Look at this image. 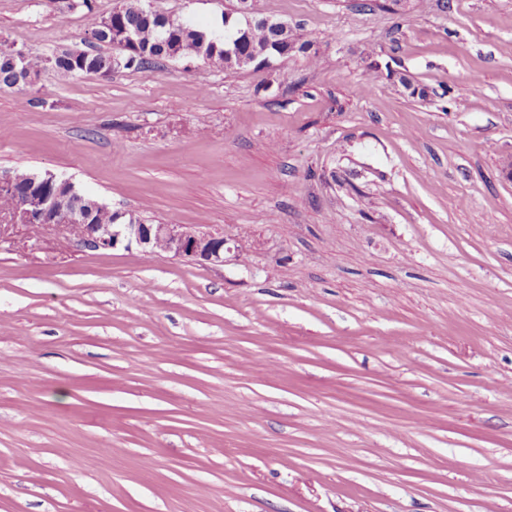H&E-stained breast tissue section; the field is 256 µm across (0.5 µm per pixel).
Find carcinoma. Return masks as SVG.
<instances>
[{
  "label": "carcinoma",
  "instance_id": "cac0c4a2",
  "mask_svg": "<svg viewBox=\"0 0 512 512\" xmlns=\"http://www.w3.org/2000/svg\"><path fill=\"white\" fill-rule=\"evenodd\" d=\"M87 10L89 33L98 44L119 49L117 54L97 51H65L53 56L55 69L63 75L96 73L103 77L112 68L146 71L163 59H197L208 68L242 69L267 64L272 57L286 58L293 53L306 54L311 45L299 41L287 24L266 22L253 16L246 26L229 25L232 14H224V34L204 29L187 21L172 19L147 10L140 0H127L118 13H112V27L130 34L133 42L124 43L102 30V18L94 12L91 0H81ZM20 66L8 56H0V87L24 85Z\"/></svg>",
  "mask_w": 512,
  "mask_h": 512
}]
</instances>
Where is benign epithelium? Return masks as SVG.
Here are the masks:
<instances>
[{
	"label": "benign epithelium",
	"mask_w": 512,
	"mask_h": 512,
	"mask_svg": "<svg viewBox=\"0 0 512 512\" xmlns=\"http://www.w3.org/2000/svg\"><path fill=\"white\" fill-rule=\"evenodd\" d=\"M66 182L67 179L51 172L43 177L34 176L30 187L11 208V220L40 227L61 226L68 234L78 227L79 245L93 251L113 249L124 243L152 252L161 244L165 252L189 263H224V234L186 224H147L135 218V214L120 210L113 211L116 219L112 223L99 224L94 220L99 203L87 200L77 191L68 206L55 204L50 188Z\"/></svg>",
	"instance_id": "obj_1"
}]
</instances>
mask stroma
Returning <instances> with one entry per match:
<instances>
[{
    "instance_id": "obj_1",
    "label": "stroma",
    "mask_w": 512,
    "mask_h": 512,
    "mask_svg": "<svg viewBox=\"0 0 512 512\" xmlns=\"http://www.w3.org/2000/svg\"><path fill=\"white\" fill-rule=\"evenodd\" d=\"M235 3L142 0L209 29ZM256 8L318 62L0 89V170L225 240L6 227L0 512H512V0ZM1 40L91 38L0 0Z\"/></svg>"
}]
</instances>
